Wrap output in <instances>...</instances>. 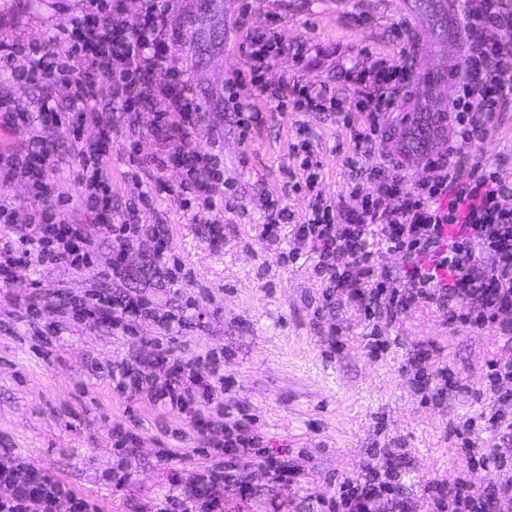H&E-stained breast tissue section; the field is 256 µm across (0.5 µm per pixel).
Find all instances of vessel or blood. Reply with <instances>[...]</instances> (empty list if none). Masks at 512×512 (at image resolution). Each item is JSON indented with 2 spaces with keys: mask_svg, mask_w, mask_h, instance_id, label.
<instances>
[{
  "mask_svg": "<svg viewBox=\"0 0 512 512\" xmlns=\"http://www.w3.org/2000/svg\"><path fill=\"white\" fill-rule=\"evenodd\" d=\"M418 77L435 106L429 112L420 115L414 122L406 125L404 136L427 149L444 137L445 107L453 89V78L446 75L444 71L430 66L421 69Z\"/></svg>",
  "mask_w": 512,
  "mask_h": 512,
  "instance_id": "obj_1",
  "label": "vessel or blood"
}]
</instances>
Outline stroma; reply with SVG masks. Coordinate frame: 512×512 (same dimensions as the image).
<instances>
[{"label":"stroma","instance_id":"1","mask_svg":"<svg viewBox=\"0 0 512 512\" xmlns=\"http://www.w3.org/2000/svg\"><path fill=\"white\" fill-rule=\"evenodd\" d=\"M396 2L173 0V20L185 40L173 47L171 64L195 89L201 106L196 147L221 157L235 209L211 211L224 237L207 239L194 220L202 199L185 202L179 195L185 170L173 165L159 174L149 160L157 149H180L176 142H154L156 106L145 103L131 117L111 95L94 102L97 122L112 133L101 162L112 206L121 212L148 198L139 214L146 230L130 242L122 277L107 279L113 245L98 237L92 266L63 262L47 268L32 260L19 265L12 287L0 288V451L47 469L98 512H157L215 466L226 427L243 414L263 443L236 461L234 479L250 486L251 495L244 499L234 487L225 488L224 512H327L320 499L334 497L345 478L385 470L401 457L407 460L402 483L411 512H426L427 481L459 478L478 497L512 475V448L507 466L492 460L472 465L454 432L473 422L472 440L495 454L487 364L512 357L511 338L494 327L448 324L425 304L392 321L365 320L349 305L330 308L323 302L327 283L314 269L317 257L296 241L293 225H279L273 240L261 236L267 197L280 199L299 219L308 209L306 192L288 183L300 164L291 149L301 138H308L322 162L319 188L332 201L354 189L362 195L373 190L372 183L353 182L347 163L352 156L367 168L386 167L410 185L425 178L423 151H404L399 132L405 115L428 108L418 87H410L401 111L385 115L376 142L362 153L340 114L296 112L288 103L278 108L242 87L240 101L266 117L245 137L225 110L229 84L248 62L243 44L252 31L269 28L303 53L298 60L274 61L265 74L268 83L295 79L350 97L346 71L366 65L372 55L393 64L403 60L391 29L418 22L399 12ZM85 7L86 0H0V34L42 44ZM42 97V87L20 85L0 70V99H20L29 107L25 125L0 127V161L25 158L37 138L56 148L46 187L20 170L0 177V206L11 218L0 223V237L12 225L33 223L39 208L54 204L61 192L68 199L66 220L96 221L74 178L83 145L68 128L43 122ZM302 126L307 136H300ZM133 142L143 154L132 164L127 148ZM471 157L503 162L512 175V102ZM92 290L145 299L155 313L81 324L58 312L64 297L82 298ZM31 297L41 308L35 318L26 312ZM427 347L428 372L446 366L459 381L438 404L422 402L405 368L413 353ZM162 349L178 358L216 359L230 379L213 400L199 392L192 397L207 427H194L157 400L159 384L144 361ZM129 431L140 443L126 457L115 443ZM263 457L294 462L300 473L292 484L272 483L259 463Z\"/></svg>","mask_w":512,"mask_h":512}]
</instances>
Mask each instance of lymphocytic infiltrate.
<instances>
[{"label":"lymphocytic infiltrate","instance_id":"lymphocytic-infiltrate-1","mask_svg":"<svg viewBox=\"0 0 512 512\" xmlns=\"http://www.w3.org/2000/svg\"><path fill=\"white\" fill-rule=\"evenodd\" d=\"M463 4L459 30L466 50L461 64L451 68L457 85L448 104L450 147L447 154L427 157L428 177L410 186L403 177L374 170L369 177L375 188L357 205L330 203L315 191L319 163L307 158L300 167L305 188L312 194L308 213L298 223L287 207L269 200L266 231L271 234L279 225L294 224L296 239L318 251L319 269L333 285L338 302L355 305L365 317L391 318L426 303L442 311L449 324L479 329L495 325L508 335L512 333V179L504 176L499 164H465L461 158L495 128L503 108L512 101V0H463ZM124 11V0H88L83 15L58 26L49 45L29 47L27 69L13 78L22 85L49 86L62 80L70 86L66 110H58L46 99L41 102L42 117L58 125L69 112L77 113L79 124H86L92 102L107 89L122 99L129 113L138 112L145 100H155L159 107L155 136L179 140L181 150L175 157L152 155L153 164L160 172L177 163L188 175H205L199 188L208 208H215L214 191L223 172L214 155L195 146L201 107L192 85L167 65L172 45L185 37L173 23L171 0H144L141 11L128 19ZM117 15L122 18L118 24L113 21ZM278 49L271 35L251 36L245 47L248 68L237 73L236 83H250L270 104L292 99L300 112L344 111L343 100L302 83H266L264 73ZM348 77L355 94L353 140L360 148L377 137L383 114L399 111L414 81V68L375 57L369 67L351 70ZM77 179L85 187L84 206L95 213L96 224L70 223L48 206L17 239L22 247L38 246L40 264L68 261L87 267L95 237L109 238L115 246L112 275L121 277L126 249L141 230L137 212L130 208L113 214L112 190L99 164L81 159ZM443 198L448 201L444 207L439 204ZM448 224L458 225L455 237L445 235ZM374 232L387 252L402 258L401 274L376 267L368 248ZM340 254L350 257V265L337 266ZM63 305L81 323L103 322L118 313L135 316L145 309L142 301L113 294L91 303L70 298ZM151 364L164 377L162 398L180 413L185 412L193 390L211 397L228 384L227 379L216 382L201 375L189 360L160 354ZM247 430L240 423L235 432L226 433L223 472L171 499L174 512H224L220 487L233 483L234 460L255 443ZM401 474L396 463L382 474L371 470L345 479L337 508L340 512H409ZM425 494L430 512H458L463 505L468 512H491L497 500L512 498V477L483 497L467 495L463 483L437 480L426 483ZM34 503L41 512L91 509L87 499L65 489L47 472L22 469L9 458L0 459V512H30Z\"/></svg>","mask_w":512,"mask_h":512}]
</instances>
